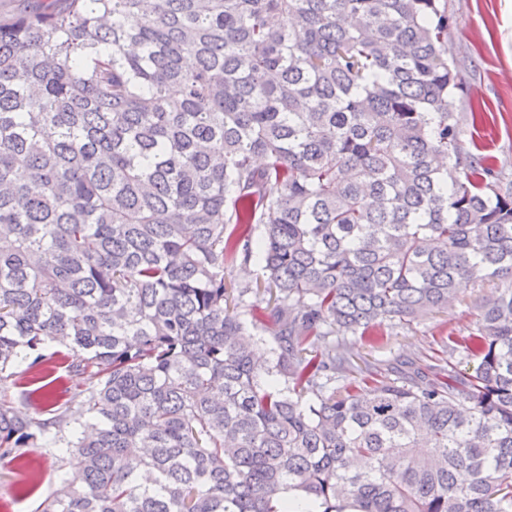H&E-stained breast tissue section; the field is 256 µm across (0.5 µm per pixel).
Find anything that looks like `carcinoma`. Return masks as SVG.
I'll return each instance as SVG.
<instances>
[{
	"mask_svg": "<svg viewBox=\"0 0 512 512\" xmlns=\"http://www.w3.org/2000/svg\"><path fill=\"white\" fill-rule=\"evenodd\" d=\"M448 27L442 0L0 15V383L52 343L88 380L25 392L47 418L0 400V462L82 458L35 512H512V283L395 379L325 349L512 280V181L462 147ZM227 273L228 277L240 286L247 284L255 286L256 278L261 273L259 261L253 258L245 264L238 259L236 262L227 265Z\"/></svg>",
	"mask_w": 512,
	"mask_h": 512,
	"instance_id": "obj_1",
	"label": "carcinoma"
}]
</instances>
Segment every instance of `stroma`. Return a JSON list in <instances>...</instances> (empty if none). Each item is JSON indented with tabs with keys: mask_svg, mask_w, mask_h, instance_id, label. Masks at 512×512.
Here are the masks:
<instances>
[{
	"mask_svg": "<svg viewBox=\"0 0 512 512\" xmlns=\"http://www.w3.org/2000/svg\"><path fill=\"white\" fill-rule=\"evenodd\" d=\"M447 6L448 55L463 79L462 90L449 94L448 109L465 147L493 155L499 171L512 180V0H447ZM493 289L492 283L474 279L448 309L409 325L384 326L379 336L337 340L336 354L385 370L432 356L442 337L470 334L480 301ZM25 457L32 469L0 466V512H35L57 488L60 474L79 467L76 453L62 455L53 448H30Z\"/></svg>",
	"mask_w": 512,
	"mask_h": 512,
	"instance_id": "obj_1",
	"label": "stroma"
}]
</instances>
